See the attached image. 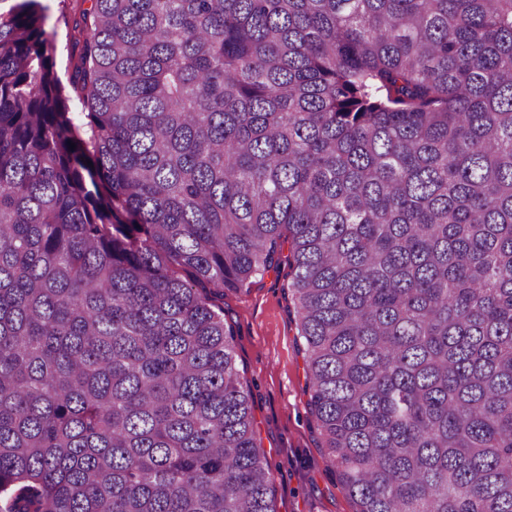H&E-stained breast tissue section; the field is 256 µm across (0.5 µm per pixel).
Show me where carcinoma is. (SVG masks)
Masks as SVG:
<instances>
[{
  "label": "carcinoma",
  "instance_id": "cac0c4a2",
  "mask_svg": "<svg viewBox=\"0 0 512 512\" xmlns=\"http://www.w3.org/2000/svg\"><path fill=\"white\" fill-rule=\"evenodd\" d=\"M91 2L77 123L0 0V512H275L222 303L285 242L356 512H512V0Z\"/></svg>",
  "mask_w": 512,
  "mask_h": 512
}]
</instances>
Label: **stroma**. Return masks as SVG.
Segmentation results:
<instances>
[{"label": "stroma", "mask_w": 512, "mask_h": 512, "mask_svg": "<svg viewBox=\"0 0 512 512\" xmlns=\"http://www.w3.org/2000/svg\"><path fill=\"white\" fill-rule=\"evenodd\" d=\"M44 30L61 79L72 70L66 0H42ZM239 377L253 401L257 436L273 476L276 512H354L331 468L308 406L304 344L286 278L268 272L225 291Z\"/></svg>", "instance_id": "obj_1"}]
</instances>
